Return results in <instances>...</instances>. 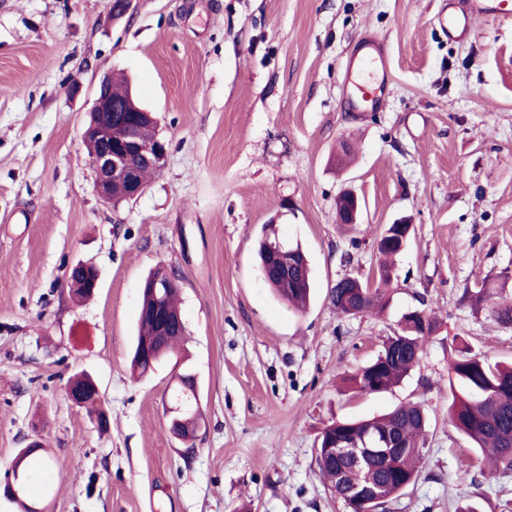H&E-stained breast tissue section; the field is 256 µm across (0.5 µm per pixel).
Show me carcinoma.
<instances>
[{"instance_id": "carcinoma-1", "label": "carcinoma", "mask_w": 512, "mask_h": 512, "mask_svg": "<svg viewBox=\"0 0 512 512\" xmlns=\"http://www.w3.org/2000/svg\"><path fill=\"white\" fill-rule=\"evenodd\" d=\"M378 252L383 257L379 280L387 284L392 271L389 259L399 254V249L381 245ZM258 255L263 277L277 298L293 309L306 308L311 295L308 263L297 264L285 280L277 259L263 241L259 244ZM178 293L179 289L172 288L166 297L168 312L177 320L176 329L165 345L154 351L152 361L133 356V371L145 374L164 359L180 364L176 347L185 337L186 326L178 307ZM329 300L337 312L345 315L383 309L380 288L351 277L340 279L330 288ZM156 326L146 308H141L134 341L153 335ZM438 328V322L425 309L414 317L402 316L398 329L383 341L376 359L351 376L352 390L371 394L399 383L417 365L424 344ZM448 384L452 394L448 415L453 426L472 448L491 456L496 469L512 470V365L492 364L464 346L457 349L450 363ZM426 424V412L421 405L401 402L383 415L339 420L324 428L320 440L322 448L331 439L363 448L383 438L391 439L395 448L390 458L369 454L359 462L345 457L335 460L325 455L316 458L322 476L331 492L344 503L346 512H363L361 495L354 492L360 486L368 487L366 493L380 500L381 512H390V506L420 477Z\"/></svg>"}]
</instances>
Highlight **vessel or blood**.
I'll list each match as a JSON object with an SVG mask.
<instances>
[{
	"label": "vessel or blood",
	"instance_id": "obj_1",
	"mask_svg": "<svg viewBox=\"0 0 512 512\" xmlns=\"http://www.w3.org/2000/svg\"><path fill=\"white\" fill-rule=\"evenodd\" d=\"M510 13L512 0H467L465 10L461 12L448 2L438 13L437 20L449 38L462 40L470 35L474 17ZM387 55V45L383 40L369 33L360 37L356 49L346 60L347 78L342 88V98L351 108H359L366 102H379L380 89H368L362 76L371 69L385 70Z\"/></svg>",
	"mask_w": 512,
	"mask_h": 512
}]
</instances>
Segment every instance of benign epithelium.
Listing matches in <instances>:
<instances>
[{"label":"benign epithelium","mask_w":512,"mask_h":512,"mask_svg":"<svg viewBox=\"0 0 512 512\" xmlns=\"http://www.w3.org/2000/svg\"><path fill=\"white\" fill-rule=\"evenodd\" d=\"M130 111L137 113L132 120L112 124V75L104 76L94 92L93 105L88 111V122L84 132V142L92 146L89 162L93 174L94 189L99 198L111 204L116 201L113 189L123 188L122 200L128 201L138 197L147 187L141 171L144 168L152 173L159 172L165 165L167 157L166 144L155 137L150 141L142 139L140 127L144 124L156 125V118L148 111L130 102ZM412 225H399V233L386 231L379 242L385 245H398L404 250L411 236ZM70 274L80 278L84 283L83 291L94 293L99 286L97 270L84 264H77ZM178 285V277L162 268H158L144 281L142 292L148 293L150 311L162 320L157 335L141 339L138 356L149 359L156 345L165 337L168 321L164 313V298L168 289ZM67 395L76 406H84L91 399H100V390L92 378L86 383L67 385Z\"/></svg>","instance_id":"obj_1"}]
</instances>
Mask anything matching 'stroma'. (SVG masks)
Segmentation results:
<instances>
[{
	"mask_svg": "<svg viewBox=\"0 0 512 512\" xmlns=\"http://www.w3.org/2000/svg\"><path fill=\"white\" fill-rule=\"evenodd\" d=\"M443 0H0V512H345L317 467L326 425L424 405L422 475L393 512H512V472L486 474L448 420L465 345L512 361V15L451 42ZM370 32L388 47L376 112L341 108L344 63ZM125 75L167 145L137 199L97 196L82 133L104 73ZM355 190L358 224L336 221ZM410 222L381 313H337L328 292L373 281L385 225ZM305 251L315 300L288 311L258 267L263 227ZM97 268L74 301L70 267ZM176 272L199 386L193 439L175 436L177 369L129 370L141 282ZM488 281L492 300L468 291ZM440 328L399 386L347 379L401 316ZM91 375L99 429L65 393ZM39 442L26 490L4 495Z\"/></svg>",
	"mask_w": 512,
	"mask_h": 512,
	"instance_id": "35a3bbf8",
	"label": "stroma"
}]
</instances>
